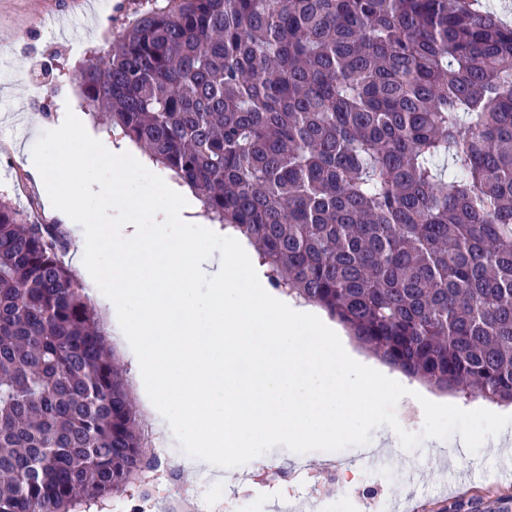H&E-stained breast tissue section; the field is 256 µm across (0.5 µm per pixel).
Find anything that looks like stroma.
Here are the masks:
<instances>
[{
    "label": "stroma",
    "mask_w": 512,
    "mask_h": 512,
    "mask_svg": "<svg viewBox=\"0 0 512 512\" xmlns=\"http://www.w3.org/2000/svg\"><path fill=\"white\" fill-rule=\"evenodd\" d=\"M141 0H100L87 9L83 0H0V43L9 46V63L0 77V193L18 206L25 222L50 223L41 189L26 168V157L41 153L66 163L69 153L86 151V133H104L103 125L91 117L71 128L61 118L68 109L79 107L74 83L67 76L79 62L108 47L114 35L142 9ZM49 63L55 78L46 85V96L34 100L24 82L27 71ZM39 131H32V124ZM82 216L104 217L112 211L108 195L83 198ZM120 235L119 225L106 221L98 227V277L90 284L92 295L106 298L117 288L112 275L115 264L132 263L136 249L116 252L112 248ZM406 401L391 397L365 418L352 437L333 439L331 447L310 448L306 444L287 445L255 441L252 447L224 458V474L236 490L250 491L252 500L276 512L277 470L290 471L294 481L324 483L325 489L313 503L312 512H329L339 504L341 512H378L376 503L351 494L344 478L325 483L327 472L336 468V451L348 455L372 447L401 418L410 423L400 441L393 470L402 461L420 459L419 476L384 482L378 501L393 512H443L455 507L458 512H512V458L502 459L494 448L474 449L461 465L444 468L440 449L451 448L462 431L482 435L481 416L430 419L406 415Z\"/></svg>",
    "instance_id": "obj_1"
}]
</instances>
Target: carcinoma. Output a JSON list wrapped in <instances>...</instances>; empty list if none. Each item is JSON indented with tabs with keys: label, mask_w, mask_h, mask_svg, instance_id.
<instances>
[{
	"label": "carcinoma",
	"mask_w": 512,
	"mask_h": 512,
	"mask_svg": "<svg viewBox=\"0 0 512 512\" xmlns=\"http://www.w3.org/2000/svg\"><path fill=\"white\" fill-rule=\"evenodd\" d=\"M76 79L274 289L512 404V26L470 0H151ZM65 248L0 195V512H77L157 466Z\"/></svg>",
	"instance_id": "carcinoma-1"
}]
</instances>
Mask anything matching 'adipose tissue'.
Segmentation results:
<instances>
[{"label": "adipose tissue", "instance_id": "ef3b65f1", "mask_svg": "<svg viewBox=\"0 0 512 512\" xmlns=\"http://www.w3.org/2000/svg\"><path fill=\"white\" fill-rule=\"evenodd\" d=\"M91 145L112 156V179L92 177L83 158L56 167L30 155L26 164L46 182V209L75 241L70 260L84 279L99 273L97 229L78 217L74 180H82L86 192L111 195L123 244L137 245V264L117 267L120 286L106 301L110 332L123 360L146 379L138 391L154 429L169 427L157 410L164 400L201 440V452L178 461L186 474L204 469L221 477L223 448L242 450L261 435L298 442L354 434L359 420L394 393L393 377L354 354L330 323L267 287L242 236L225 233L223 257L200 241H184L155 265L156 241L140 240L139 227L156 225L164 239L171 225L196 223L191 190L161 173L156 193H130L128 176L145 167V157L107 136ZM204 276L211 288L202 298L193 284ZM258 328L266 346L252 341Z\"/></svg>", "mask_w": 512, "mask_h": 512}]
</instances>
